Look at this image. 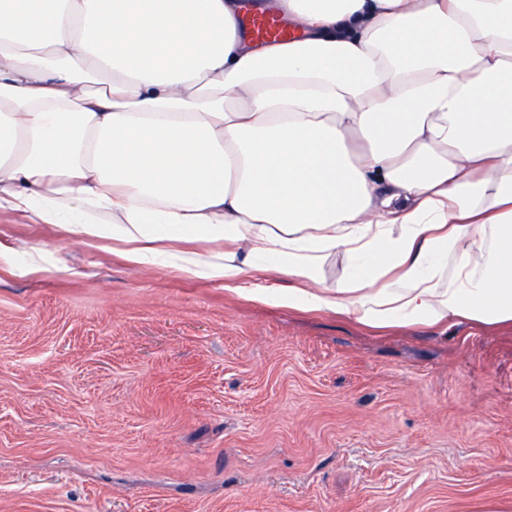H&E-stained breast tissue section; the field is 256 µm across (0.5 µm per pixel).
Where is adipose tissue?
<instances>
[{
  "label": "adipose tissue",
  "instance_id": "obj_1",
  "mask_svg": "<svg viewBox=\"0 0 512 512\" xmlns=\"http://www.w3.org/2000/svg\"><path fill=\"white\" fill-rule=\"evenodd\" d=\"M270 8L294 37L242 0H0V214L372 328L512 326V0ZM249 22L259 38H288L292 34L286 29L276 16L254 14Z\"/></svg>",
  "mask_w": 512,
  "mask_h": 512
}]
</instances>
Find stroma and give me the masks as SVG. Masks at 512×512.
Returning a JSON list of instances; mask_svg holds the SVG:
<instances>
[{"label":"stroma","mask_w":512,"mask_h":512,"mask_svg":"<svg viewBox=\"0 0 512 512\" xmlns=\"http://www.w3.org/2000/svg\"><path fill=\"white\" fill-rule=\"evenodd\" d=\"M0 512H512V328L249 302L0 214Z\"/></svg>","instance_id":"1"}]
</instances>
